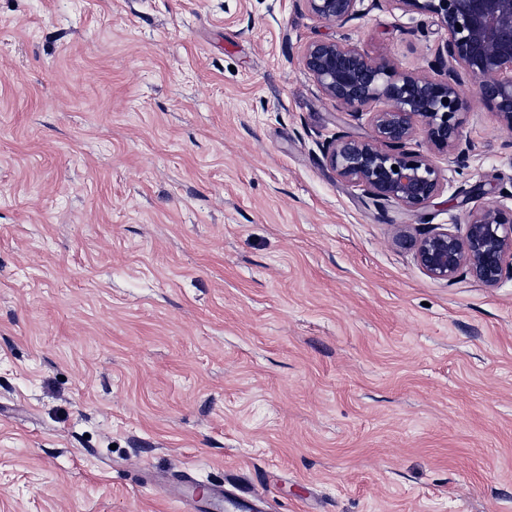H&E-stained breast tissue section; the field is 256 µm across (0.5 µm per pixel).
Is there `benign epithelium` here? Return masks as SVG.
Here are the masks:
<instances>
[{"label": "benign epithelium", "instance_id": "obj_1", "mask_svg": "<svg viewBox=\"0 0 512 512\" xmlns=\"http://www.w3.org/2000/svg\"><path fill=\"white\" fill-rule=\"evenodd\" d=\"M310 15L346 25L380 0H303ZM406 13L433 16L448 32L437 53V77L399 70L384 59L339 41H319L302 63L323 94L351 116H368L367 138L338 136L323 158L343 180L374 203L416 214L444 187L441 169L427 155L407 149L418 134L448 166L469 167L463 143L460 72L471 75L480 96L512 127V0H386ZM448 102H443V99ZM414 259L432 279L453 281L466 271L493 286L512 269V208L495 201L467 212L456 230L431 229L411 239Z\"/></svg>", "mask_w": 512, "mask_h": 512}]
</instances>
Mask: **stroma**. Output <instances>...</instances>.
Masks as SVG:
<instances>
[{
    "label": "stroma",
    "instance_id": "35a3bbf8",
    "mask_svg": "<svg viewBox=\"0 0 512 512\" xmlns=\"http://www.w3.org/2000/svg\"><path fill=\"white\" fill-rule=\"evenodd\" d=\"M447 31L383 5L0 0V512H512V274L427 276L401 225L511 207L512 129L462 76L473 158L417 215L321 144L366 137L301 55L433 76ZM310 15L320 20L346 25L360 18L381 0H302ZM364 2H370L365 6ZM196 492L197 485L191 473L182 471L170 484L169 496L184 506V512H189L193 501L198 498Z\"/></svg>",
    "mask_w": 512,
    "mask_h": 512
}]
</instances>
